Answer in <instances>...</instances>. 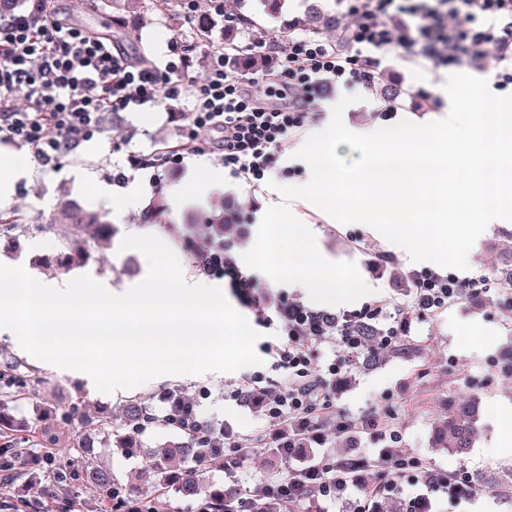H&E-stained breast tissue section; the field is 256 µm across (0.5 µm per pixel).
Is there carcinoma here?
<instances>
[{"instance_id": "carcinoma-1", "label": "carcinoma", "mask_w": 512, "mask_h": 512, "mask_svg": "<svg viewBox=\"0 0 512 512\" xmlns=\"http://www.w3.org/2000/svg\"><path fill=\"white\" fill-rule=\"evenodd\" d=\"M248 0H223L224 38L217 48L224 56L240 61L250 70L265 66L264 57L247 51V45L240 34L253 25V20L245 14ZM259 10L267 17L282 16L285 0H255ZM152 10L168 16L186 13V0H151ZM192 43L196 47L212 46L210 33L211 19L206 14L194 16ZM332 30L338 34L346 29L338 17L310 8L303 15L284 21L278 33L286 40L295 30ZM54 222L68 227V233L60 244V252L52 270H64L86 263L91 253L88 242L97 245L107 244L113 235L111 220L98 211H91L77 203H67L60 210ZM24 225V215L17 210L0 214V232L9 233ZM503 267L498 271V284L503 290L512 292V246L504 247ZM357 335L367 344L361 367L369 370L383 361L378 352L381 330L373 321L363 319L355 324ZM39 374L25 366L24 362L0 349V405L22 402L32 395L34 386L40 384ZM478 409L473 399L451 403L448 417L439 422L431 436V447L446 448L453 454H463L477 433ZM149 423V416L141 399L137 396L127 401L122 427L112 425L108 417L90 420L85 426V436L95 438L104 445L111 444L126 455H139L144 464L138 472L141 487H128L114 473L85 454L78 445L63 449L66 470L95 485L100 493L102 512H114V505L121 506L122 512H168L157 495H150L142 486L153 488L174 487L184 494L198 496L208 504V512H233L232 499L224 491L204 485L198 475L199 458L203 450L197 434L185 431L169 442L160 452L146 450L138 441L140 432ZM32 429L15 422L8 414L0 420V454H15L24 446ZM475 485L485 490L512 489V468L501 472H486L472 478Z\"/></svg>"}]
</instances>
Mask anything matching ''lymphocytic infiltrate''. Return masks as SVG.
<instances>
[{
    "instance_id": "1",
    "label": "lymphocytic infiltrate",
    "mask_w": 512,
    "mask_h": 512,
    "mask_svg": "<svg viewBox=\"0 0 512 512\" xmlns=\"http://www.w3.org/2000/svg\"><path fill=\"white\" fill-rule=\"evenodd\" d=\"M49 2L22 0L0 14V141L31 146L35 157L53 168L100 129L104 113L180 100L189 55L176 40L165 66L131 60L121 50L108 49L98 34L63 25ZM348 13L351 22L343 37L289 40L273 68L258 76L231 75L223 53L210 51L179 144L129 156L130 168L150 171L157 185L181 168L186 155L203 153L215 156L231 177L260 185L281 167L310 108L335 88L370 82L384 62L383 51L391 48H415L454 67L480 62L491 51L495 85H512V0H348ZM350 45L361 46V53L348 54ZM195 267L201 275L229 279L240 299L281 336L275 348L278 377L253 373L234 394L257 405L268 421L287 422V430L275 436L282 459L300 458L306 442L325 445L328 424L336 435L356 432L382 443L366 459L302 458V468L288 480L261 482L239 494L235 512H251V503L270 494L280 497L283 512H293L303 499L315 504L345 500L357 473L367 466L377 471L379 493L399 490L411 476L455 495L467 490L457 474L432 470L403 450L400 432L383 417L332 415L330 385L346 359L364 349L354 324L373 317V309L341 314L271 294L240 269L225 244L196 254ZM412 279V310L420 316L444 309L467 290L465 283L432 271Z\"/></svg>"
}]
</instances>
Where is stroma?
<instances>
[{
	"label": "stroma",
	"mask_w": 512,
	"mask_h": 512,
	"mask_svg": "<svg viewBox=\"0 0 512 512\" xmlns=\"http://www.w3.org/2000/svg\"><path fill=\"white\" fill-rule=\"evenodd\" d=\"M71 3L72 0H60L62 17L75 18L77 25L110 38L130 57L147 52L159 65L168 59L174 37L187 41L193 35L191 24L184 19L158 12L146 14L139 25L124 30L113 27V17H130L133 0H87L84 14L78 18L72 15ZM449 74V68L434 65L418 55L391 61L375 72L371 84L356 86L355 92L362 100L345 110L344 123L351 130H374L385 126V114L389 111L395 112L397 118L416 123L443 119L448 114L446 97L439 96L437 106L423 110L417 94H436L438 83L447 80ZM384 86L400 89V97L393 101L384 97L380 92ZM190 104L191 97L186 94L172 104H148L131 112H119L114 118L104 117L100 131L83 142L75 154L62 158L54 170L43 167L27 147L0 142V158L6 160L5 165H0V181L7 179L11 170L27 171L26 177L14 184L9 208L22 211L32 225L30 231L18 229L0 236V264L21 265L38 280H52V273L39 266L37 259L58 250L65 229L53 223L52 218L68 199L109 213L115 233L103 259L62 271L65 279L93 274L111 278L116 286L142 281L148 271L146 258L133 249H118L122 238L134 230L145 229L164 240L178 256L182 273L187 277L195 274V253L210 245L224 242L232 246L234 253H241L243 244L255 238L265 210L281 203L279 186L305 184L309 175L274 172L269 183L257 187L228 178L223 186L210 190L202 202L169 208L161 221L145 224L142 214L156 194H170L174 186L183 183L199 167L218 165L207 154L188 156L183 171L171 172L158 186L150 184L148 173L127 167L129 153L147 155L174 143L186 122ZM118 169L126 171L129 183H138L143 188L134 205L124 203L126 185L113 186L112 201H102L98 196V185L111 184L112 173ZM289 208L314 233L325 258L356 263L371 289L363 302L380 309L376 325L396 329L399 344L408 349L404 355L386 354L382 365L371 371L361 370L358 359L348 361L341 375L350 379L351 384L334 396L336 411L351 417L375 411L390 413L402 434L403 447L442 472L484 473L512 466V459L502 455L490 412L494 406H512V376H504L497 368L501 353L512 348V314L500 303L494 273L498 262L495 243L502 240L504 232L512 231V221L488 225L468 256V270L458 274L463 281L485 279L486 291L463 296L449 305L447 311L420 318L411 311L414 288L410 274L423 270V263L412 261L404 249L389 243L370 226L340 223L302 199L290 202ZM221 212L234 217L224 230L202 224V217ZM24 362L36 369L43 381L27 401L10 407L9 412L17 421L36 426L38 434H55L59 446H71L74 432L81 429L82 417L104 414L111 417L113 424H120L125 400L134 395L142 396L147 408L158 415L162 412L160 395L167 389L180 388L195 402L201 420L227 423L240 434L263 437L262 442L239 459L232 474H225L220 460L200 466L206 484L249 488L288 475L287 463L272 452L267 440L275 431L273 424L255 409L240 405L232 394L240 372L162 375L122 394H103L94 383L51 363L29 356ZM473 389L481 394L483 412L466 457L460 460L447 451L430 448L434 423L448 414L443 400L449 392ZM77 401L82 404L78 418L72 420L70 430H61L60 409ZM11 473L12 482L0 485V512H99L96 491L82 480L63 481L54 478L50 471H36L18 463ZM36 479L47 490V497L39 499L31 493L29 484ZM419 495L428 502L426 512H512V495L506 493L453 497L445 489L428 488L420 481L403 483L402 499Z\"/></svg>",
	"instance_id": "stroma-1"
}]
</instances>
